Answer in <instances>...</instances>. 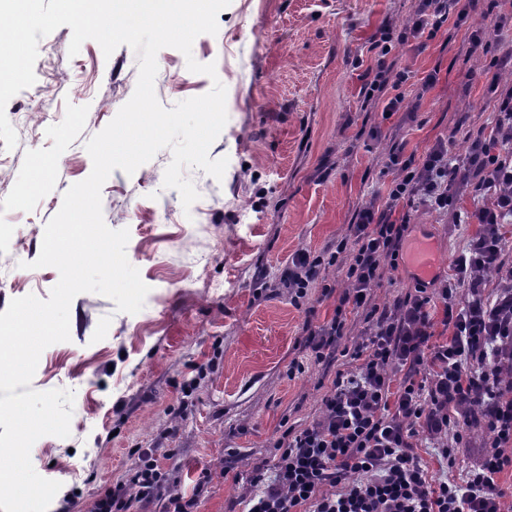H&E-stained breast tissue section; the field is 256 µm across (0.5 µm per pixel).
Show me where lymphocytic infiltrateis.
I'll use <instances>...</instances> for the list:
<instances>
[{"mask_svg": "<svg viewBox=\"0 0 512 512\" xmlns=\"http://www.w3.org/2000/svg\"><path fill=\"white\" fill-rule=\"evenodd\" d=\"M473 7L472 0H417L410 23L381 31L365 99L383 118L402 109L409 79L389 59L394 46L435 37L450 15L466 19ZM496 125L495 133L473 136L462 157L444 139L419 157L390 151L386 208L362 207L329 256H292L282 280L300 299L326 266L352 255L335 316L308 335L316 360H336L348 316H363L371 332L351 354L356 368H337L319 418L287 427L273 444V468L253 470L245 512H505L497 477L512 471V285L492 289L485 276L512 260L504 243L512 222V149L497 136L512 133L511 86L499 94ZM462 187L478 200L464 217L477 230L451 274L378 306L371 290L397 270L407 241L409 218L396 209L419 203L445 213ZM437 309L451 331L442 342L432 331ZM395 369L404 373L401 382L391 378ZM478 432L485 440L464 479L429 474L422 444L437 448L451 469ZM131 456L128 479L95 499L91 512H133L159 496L166 472L155 449L136 448Z\"/></svg>", "mask_w": 512, "mask_h": 512, "instance_id": "1", "label": "lymphocytic infiltrate"}]
</instances>
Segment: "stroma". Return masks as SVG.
Instances as JSON below:
<instances>
[{
    "label": "stroma",
    "mask_w": 512,
    "mask_h": 512,
    "mask_svg": "<svg viewBox=\"0 0 512 512\" xmlns=\"http://www.w3.org/2000/svg\"><path fill=\"white\" fill-rule=\"evenodd\" d=\"M413 12L414 0H231L217 34L200 35L192 48L198 62L215 63L216 78L190 72L176 49L158 52L154 88L165 108L209 92L213 80L225 85L228 122L209 156L228 166L219 180L184 170L200 194L188 209L163 185L167 148L104 183V221L128 229L127 258L150 291L135 314L78 294L69 341L40 356L32 389L75 395L69 437H41L30 452L35 471L61 484L48 512H88L126 480L134 448L161 450L169 493L195 500V512H242L243 487L225 479V466L244 478L258 464L273 466L284 425L319 415L335 368L316 361L306 339L334 317L349 257L297 301L281 281L289 260L301 249L334 251L360 207L386 205L390 149L420 155L451 137L466 154V132L495 126L493 83L512 84V67L488 68L491 56L512 52V25H496L512 16V0H479L467 22L395 47L397 68L409 75L406 108L383 119L364 101L376 65L370 45ZM474 23L488 51L471 50ZM71 36L64 25L41 39L35 83L6 106L18 141L9 150L0 139V312L29 294L48 299L58 271L31 266L44 227L91 172L86 142L136 87L133 49L107 57L88 40L72 56ZM431 73L437 79L424 87ZM38 155L55 161L41 177ZM421 224L439 256L437 274L448 275L476 225L418 204L410 225ZM296 361L304 368L294 374ZM191 378L187 396L181 385Z\"/></svg>",
    "instance_id": "stroma-1"
}]
</instances>
